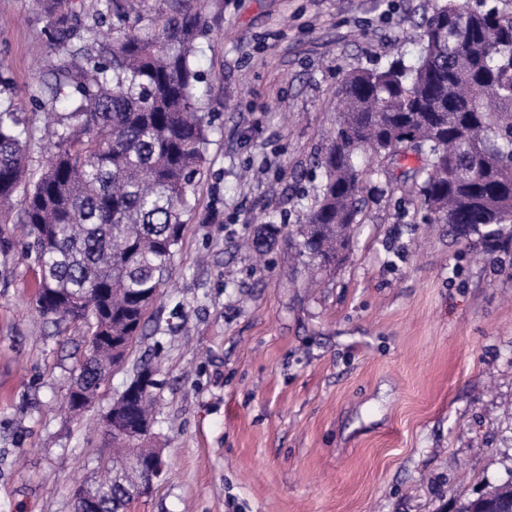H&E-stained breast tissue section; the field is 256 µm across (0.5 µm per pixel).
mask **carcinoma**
<instances>
[{
	"instance_id": "carcinoma-1",
	"label": "carcinoma",
	"mask_w": 512,
	"mask_h": 512,
	"mask_svg": "<svg viewBox=\"0 0 512 512\" xmlns=\"http://www.w3.org/2000/svg\"><path fill=\"white\" fill-rule=\"evenodd\" d=\"M179 2L147 26L136 0H96L89 10L37 0L56 56L40 107L62 99L67 112L48 131L55 151L16 215L34 130L0 100V223L26 228L40 315L98 337L73 379L85 407L121 359L112 342L133 343L161 296L213 131L194 64L202 19ZM342 95L336 133L317 158L320 192L288 232L309 269L336 266L360 223L367 176L410 153L422 165L397 186L401 193L417 195L434 223L470 246L512 247V15L443 0L425 20L414 61L355 69ZM487 224L501 225L496 236ZM285 228L258 225L253 247L270 251ZM143 372L150 380L123 415L152 426L156 371L146 361L135 374ZM150 442L112 437L117 454L86 489L108 512L128 509L126 464L135 452L149 454ZM485 503L512 512V483L491 487Z\"/></svg>"
}]
</instances>
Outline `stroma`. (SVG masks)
Returning <instances> with one entry per match:
<instances>
[{
	"label": "stroma",
	"instance_id": "35a3bbf8",
	"mask_svg": "<svg viewBox=\"0 0 512 512\" xmlns=\"http://www.w3.org/2000/svg\"><path fill=\"white\" fill-rule=\"evenodd\" d=\"M437 2L185 0L214 132L163 296L79 414L64 400L83 330L36 313L22 227L0 226V512H73L144 359L166 471L129 512H459L512 479V250L455 240L385 170L334 270L309 278L285 238L247 246L257 224L303 221L344 76L413 60ZM48 24L35 0H0V86L37 128L34 177Z\"/></svg>",
	"mask_w": 512,
	"mask_h": 512
}]
</instances>
